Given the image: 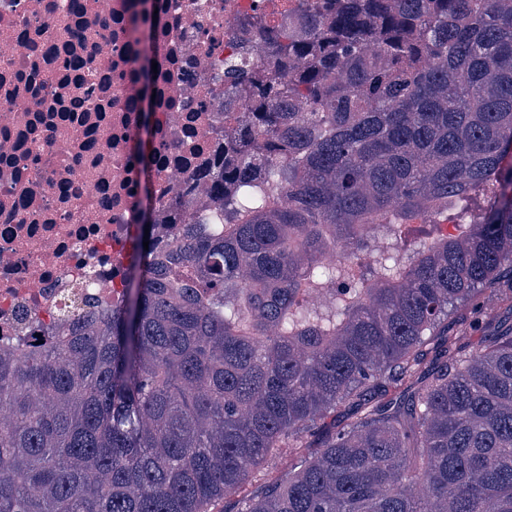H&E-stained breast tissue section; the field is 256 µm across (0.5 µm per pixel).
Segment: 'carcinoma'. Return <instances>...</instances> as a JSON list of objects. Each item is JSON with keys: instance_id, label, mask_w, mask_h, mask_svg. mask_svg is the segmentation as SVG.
<instances>
[{"instance_id": "cac0c4a2", "label": "carcinoma", "mask_w": 512, "mask_h": 512, "mask_svg": "<svg viewBox=\"0 0 512 512\" xmlns=\"http://www.w3.org/2000/svg\"><path fill=\"white\" fill-rule=\"evenodd\" d=\"M253 24L211 223L161 240L145 191L117 302L0 348V512H512V324L486 309L472 351L451 319L512 282V0ZM453 201L457 233L403 257ZM404 244L406 249H412L419 242L439 235L438 226L414 222L403 227Z\"/></svg>"}]
</instances>
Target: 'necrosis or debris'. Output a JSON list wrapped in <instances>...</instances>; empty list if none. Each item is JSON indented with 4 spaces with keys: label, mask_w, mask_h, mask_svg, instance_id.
<instances>
[{
    "label": "necrosis or debris",
    "mask_w": 512,
    "mask_h": 512,
    "mask_svg": "<svg viewBox=\"0 0 512 512\" xmlns=\"http://www.w3.org/2000/svg\"><path fill=\"white\" fill-rule=\"evenodd\" d=\"M273 0H151L157 10L152 191L162 221L206 224L185 181L224 136L219 73L253 10ZM131 0H0V346L47 341L100 314L126 270L142 114Z\"/></svg>",
    "instance_id": "necrosis-or-debris-1"
}]
</instances>
